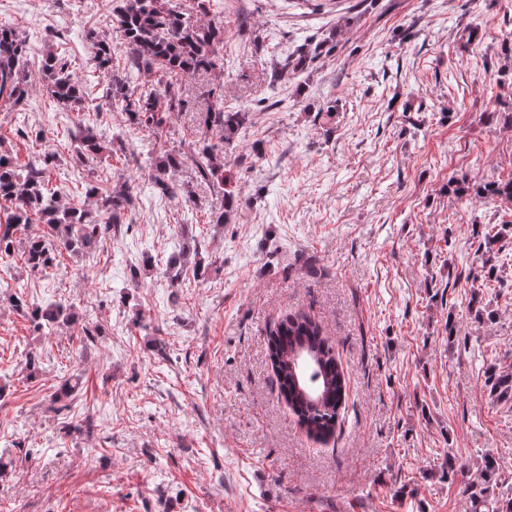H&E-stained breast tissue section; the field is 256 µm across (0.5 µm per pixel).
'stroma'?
<instances>
[{"mask_svg": "<svg viewBox=\"0 0 512 512\" xmlns=\"http://www.w3.org/2000/svg\"><path fill=\"white\" fill-rule=\"evenodd\" d=\"M119 3L0 0L33 84L0 109V143L21 167L54 153L52 183L75 204L100 179L140 190L94 252L38 271L18 251L0 261L29 303L76 315L47 336L0 290V512H468L485 453L511 492L512 398L486 371L512 367V204L477 193L512 176V129L484 118L512 111V0H213L224 73L183 78L187 105L160 135L102 96L85 33L123 68ZM62 44L91 89L81 114L42 89ZM215 84L242 120L225 182L185 165L182 193L153 192L155 159L205 136ZM80 119L104 146L81 165ZM495 233L501 281L466 279ZM178 252L187 265L171 266ZM297 312L347 381L325 442L298 425L269 359Z\"/></svg>", "mask_w": 512, "mask_h": 512, "instance_id": "35a3bbf8", "label": "stroma"}]
</instances>
